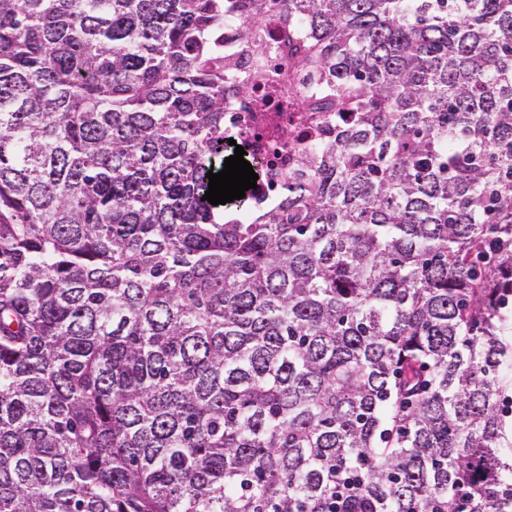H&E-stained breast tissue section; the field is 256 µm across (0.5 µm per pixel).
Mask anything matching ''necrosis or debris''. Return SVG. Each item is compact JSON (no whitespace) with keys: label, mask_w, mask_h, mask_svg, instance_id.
Segmentation results:
<instances>
[{"label":"necrosis or debris","mask_w":512,"mask_h":512,"mask_svg":"<svg viewBox=\"0 0 512 512\" xmlns=\"http://www.w3.org/2000/svg\"><path fill=\"white\" fill-rule=\"evenodd\" d=\"M239 28L237 13L226 10L218 43L224 57V136L263 164L255 188L247 192L252 208L259 209L286 200L289 175L304 169L310 157L304 144L335 141L336 99L324 90L317 71L296 65L310 37L304 18L265 14L253 34L264 48L260 55L247 51ZM245 77L258 85L253 94L237 90Z\"/></svg>","instance_id":"obj_1"}]
</instances>
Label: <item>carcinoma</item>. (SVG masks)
Returning <instances> with one entry per match:
<instances>
[{
    "mask_svg": "<svg viewBox=\"0 0 512 512\" xmlns=\"http://www.w3.org/2000/svg\"><path fill=\"white\" fill-rule=\"evenodd\" d=\"M225 2L0 0V512H512V0H239L340 126L247 224Z\"/></svg>",
    "mask_w": 512,
    "mask_h": 512,
    "instance_id": "1",
    "label": "carcinoma"
}]
</instances>
